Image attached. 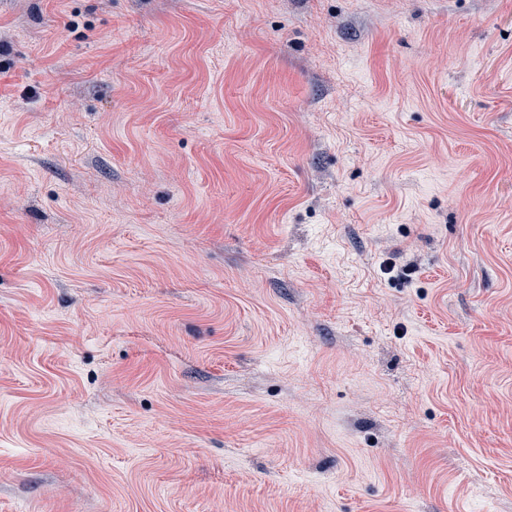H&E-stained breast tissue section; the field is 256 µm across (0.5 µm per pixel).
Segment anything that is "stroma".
Wrapping results in <instances>:
<instances>
[{"mask_svg":"<svg viewBox=\"0 0 512 512\" xmlns=\"http://www.w3.org/2000/svg\"><path fill=\"white\" fill-rule=\"evenodd\" d=\"M0 512H512V0H0Z\"/></svg>","mask_w":512,"mask_h":512,"instance_id":"1","label":"stroma"}]
</instances>
